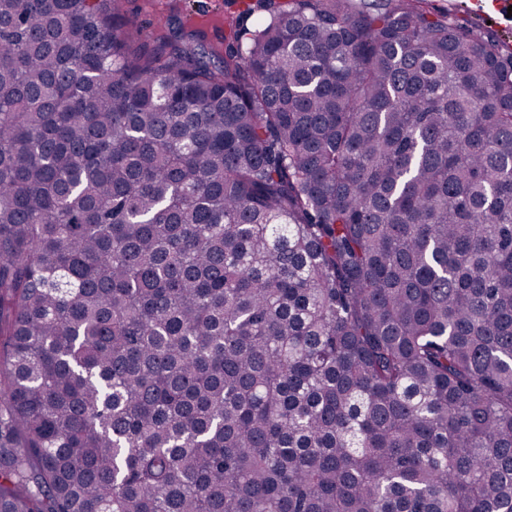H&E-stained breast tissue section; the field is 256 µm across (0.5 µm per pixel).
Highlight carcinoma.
Here are the masks:
<instances>
[{
    "label": "carcinoma",
    "mask_w": 512,
    "mask_h": 512,
    "mask_svg": "<svg viewBox=\"0 0 512 512\" xmlns=\"http://www.w3.org/2000/svg\"><path fill=\"white\" fill-rule=\"evenodd\" d=\"M228 27L0 0V512H512V62L430 0Z\"/></svg>",
    "instance_id": "carcinoma-1"
}]
</instances>
